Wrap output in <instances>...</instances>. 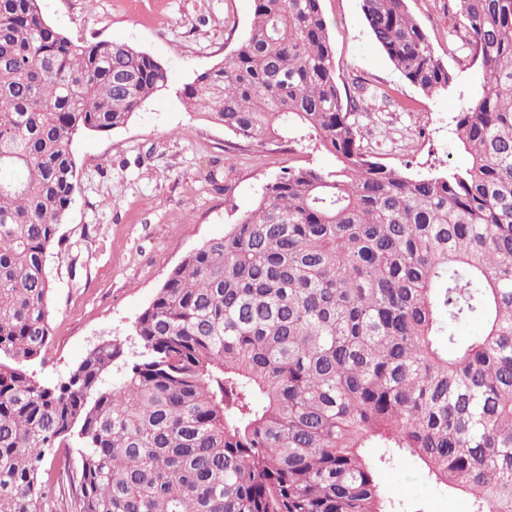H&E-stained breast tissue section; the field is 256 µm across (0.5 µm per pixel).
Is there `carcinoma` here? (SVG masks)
<instances>
[{
	"mask_svg": "<svg viewBox=\"0 0 512 512\" xmlns=\"http://www.w3.org/2000/svg\"><path fill=\"white\" fill-rule=\"evenodd\" d=\"M321 0H254L243 43L184 86L236 137L335 158L289 167L184 256L139 315L144 352L95 346L58 385L17 364L50 343L46 271L73 200L74 136L126 125L168 83L148 54L74 41L39 0H0V512H403L409 457L472 512H512V0H455L484 81L456 117L470 156L412 174L366 148ZM376 45L425 94L455 74L407 0H361ZM477 316L482 330L459 336Z\"/></svg>",
	"mask_w": 512,
	"mask_h": 512,
	"instance_id": "cac0c4a2",
	"label": "carcinoma"
}]
</instances>
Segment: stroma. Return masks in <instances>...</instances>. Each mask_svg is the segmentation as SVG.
<instances>
[{
    "instance_id": "35a3bbf8",
    "label": "stroma",
    "mask_w": 512,
    "mask_h": 512,
    "mask_svg": "<svg viewBox=\"0 0 512 512\" xmlns=\"http://www.w3.org/2000/svg\"><path fill=\"white\" fill-rule=\"evenodd\" d=\"M44 18L73 40L121 42L169 73L124 127L83 133L72 145L74 201L52 252L51 340L44 360L29 363L41 383L64 381L98 344L122 346L127 362L142 346L135 321L167 275L191 250L223 236L252 209L283 168L333 166L307 147L260 145L185 108L181 91L221 63L246 38L253 0H41ZM339 86L382 87L359 117L364 144L383 163L425 174L467 164L456 116L482 79L448 50L455 22L448 0H408L412 16L457 81L429 96L410 85L376 46L361 0H322ZM387 494L407 512H470V503L429 483L409 458L382 470Z\"/></svg>"
}]
</instances>
